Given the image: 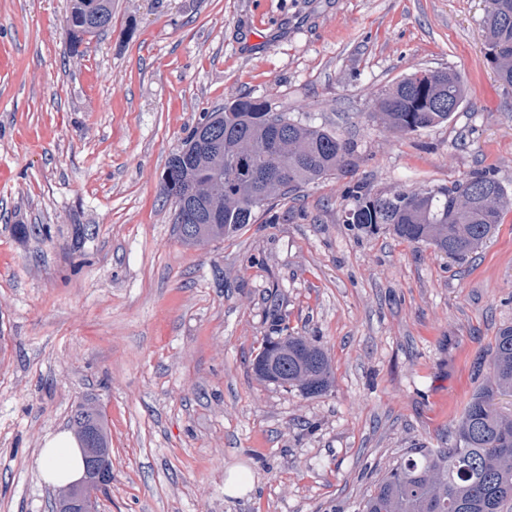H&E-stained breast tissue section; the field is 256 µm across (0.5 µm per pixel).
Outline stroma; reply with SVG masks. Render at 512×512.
Here are the masks:
<instances>
[{
  "label": "stroma",
  "instance_id": "35a3bbf8",
  "mask_svg": "<svg viewBox=\"0 0 512 512\" xmlns=\"http://www.w3.org/2000/svg\"><path fill=\"white\" fill-rule=\"evenodd\" d=\"M485 8L112 0L111 25L75 51L69 0H0V512H52L40 452L86 400L111 440L100 512H358L411 448L452 442L512 326V208L456 260L344 219L358 184L390 194L486 171L512 192V86L486 60ZM438 69L464 81L457 112L385 129L378 97ZM242 94L355 153L279 200L278 223L184 243L167 161ZM274 304L326 350L327 393L254 377ZM235 467L252 478L240 497L224 492Z\"/></svg>",
  "mask_w": 512,
  "mask_h": 512
}]
</instances>
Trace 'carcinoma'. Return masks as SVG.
Instances as JSON below:
<instances>
[{
  "instance_id": "obj_1",
  "label": "carcinoma",
  "mask_w": 512,
  "mask_h": 512,
  "mask_svg": "<svg viewBox=\"0 0 512 512\" xmlns=\"http://www.w3.org/2000/svg\"><path fill=\"white\" fill-rule=\"evenodd\" d=\"M67 35L70 46L109 27L112 0H70ZM487 56L500 83L512 86V0H488L483 21ZM466 97L460 75L427 70L399 81L376 102V117L390 131L411 134L444 123ZM271 105L242 95L208 114L212 144L197 147L192 130L182 147L185 159L168 160L162 195L170 200L192 193L200 203L224 212V222L207 224L193 212L176 219L186 242L222 240L257 215L271 214L275 202L303 185L320 180L349 163L353 144L323 127L283 113V129L271 126ZM345 222L373 232L388 228L396 237L463 258L492 235L502 212L512 203L494 175L477 171L465 180L434 189L372 195L356 186ZM269 336L255 361L273 359L278 373L305 397L320 396L333 383L325 350L307 336L291 332L276 308L267 313ZM512 396V327L495 337L488 374L454 425V443L446 448H416L389 470L363 501L360 512H504L512 502V411L498 406ZM71 424L76 438L91 433L92 451L111 458V441L92 401L78 405Z\"/></svg>"
}]
</instances>
